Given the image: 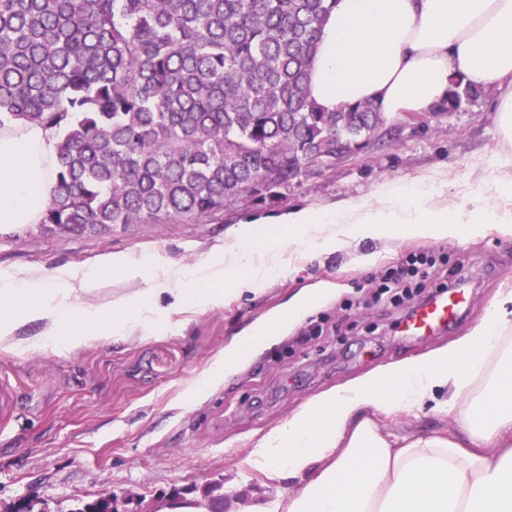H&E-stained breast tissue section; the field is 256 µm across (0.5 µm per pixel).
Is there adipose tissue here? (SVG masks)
<instances>
[{
  "instance_id": "1",
  "label": "adipose tissue",
  "mask_w": 512,
  "mask_h": 512,
  "mask_svg": "<svg viewBox=\"0 0 512 512\" xmlns=\"http://www.w3.org/2000/svg\"><path fill=\"white\" fill-rule=\"evenodd\" d=\"M454 77L499 89L500 128L512 142V0H336L318 35L310 93L326 112L370 101L389 119L431 111ZM59 136L23 120L0 126V229L40 223L55 187ZM436 196L433 184L418 182L386 186L373 205L294 208L278 216L277 236L253 220L191 268L154 252L138 260L106 255L88 270L1 273L0 344L71 352L104 336L173 330L172 314L259 293L284 270L291 243L351 253L369 267L379 255L360 252L368 239L512 234V212L496 206L512 199L511 179L484 182L460 207ZM107 276L128 293L98 298ZM164 293L173 302L160 313L154 300ZM327 294L305 292L238 337L193 380L191 393L208 392ZM22 319L42 322L41 335L15 339ZM427 405L453 414L452 436L399 444L384 434L380 419ZM249 463L271 480L301 485L285 498L241 497L227 512H512V291L447 346L306 400L259 439Z\"/></svg>"
}]
</instances>
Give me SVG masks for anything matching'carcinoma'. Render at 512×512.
Returning a JSON list of instances; mask_svg holds the SVG:
<instances>
[{
    "label": "carcinoma",
    "mask_w": 512,
    "mask_h": 512,
    "mask_svg": "<svg viewBox=\"0 0 512 512\" xmlns=\"http://www.w3.org/2000/svg\"><path fill=\"white\" fill-rule=\"evenodd\" d=\"M332 2L0 0V124L62 131L42 224L215 216L360 151L384 124L374 104L310 96ZM484 94L455 79L443 106Z\"/></svg>",
    "instance_id": "carcinoma-1"
}]
</instances>
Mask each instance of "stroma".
<instances>
[{
	"label": "stroma",
	"mask_w": 512,
	"mask_h": 512,
	"mask_svg": "<svg viewBox=\"0 0 512 512\" xmlns=\"http://www.w3.org/2000/svg\"><path fill=\"white\" fill-rule=\"evenodd\" d=\"M497 94L451 111L440 107L386 120L357 153L332 167L311 168L265 197L246 194L224 214L162 224H115L83 235L29 224L0 232V271L41 272L59 266L93 267L112 253L140 257L157 250L185 267L241 223L295 207L326 208L348 198L375 202L382 187L444 179L443 201L464 204L484 176H512V143L496 122ZM363 268L342 252L288 251L286 268L256 295L228 298L205 312L180 313L176 331L156 336L100 339L74 352L0 351V370L16 379L23 410L0 430V508L27 497L49 512H68L75 500L105 491L118 496V512H162L173 493L198 500L204 488L224 500L243 491L288 496L297 484L269 481L248 464L255 440L309 398L369 371L426 354L463 336L504 290H512V236L489 231L476 238L379 242ZM443 254L463 267L470 306L448 330L427 338L403 335L400 322L423 295L393 306L375 299L380 275L409 253ZM334 285L285 336L261 346L241 372L194 399L189 386L213 356L269 313L309 289ZM453 417L431 409L388 422L398 437L450 432Z\"/></svg>",
	"instance_id": "stroma-1"
}]
</instances>
